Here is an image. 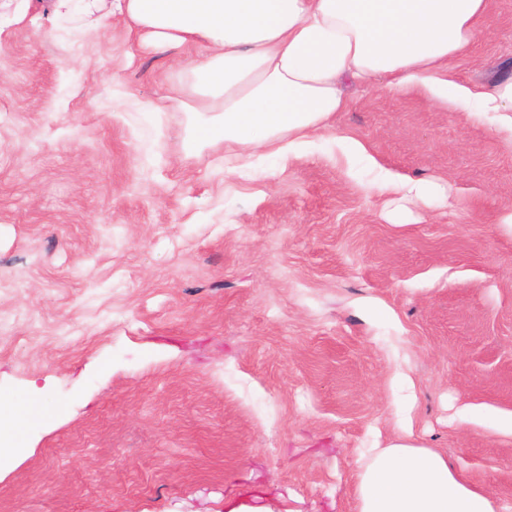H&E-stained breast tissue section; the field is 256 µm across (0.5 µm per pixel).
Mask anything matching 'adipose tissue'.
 <instances>
[{
    "label": "adipose tissue",
    "instance_id": "obj_1",
    "mask_svg": "<svg viewBox=\"0 0 512 512\" xmlns=\"http://www.w3.org/2000/svg\"><path fill=\"white\" fill-rule=\"evenodd\" d=\"M128 34L198 60L187 90L196 140L294 151L343 111L346 88H446L488 0H122ZM357 512H511L440 452L408 437L358 459Z\"/></svg>",
    "mask_w": 512,
    "mask_h": 512
}]
</instances>
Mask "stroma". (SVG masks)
Segmentation results:
<instances>
[{
	"label": "stroma",
	"mask_w": 512,
	"mask_h": 512,
	"mask_svg": "<svg viewBox=\"0 0 512 512\" xmlns=\"http://www.w3.org/2000/svg\"><path fill=\"white\" fill-rule=\"evenodd\" d=\"M0 0V512H357L408 421L512 505V138L494 112L351 87L330 132L247 166L189 139L176 60ZM98 30L87 34L89 19ZM451 65L512 77V0ZM430 180V203L379 195ZM380 193L406 191L420 199H425L432 192V188L422 183L398 182L389 173H386L376 185ZM458 423L462 426L476 424L485 428L496 430L505 435H512V414L496 415L492 418L477 419L470 414H460Z\"/></svg>",
	"instance_id": "stroma-1"
}]
</instances>
